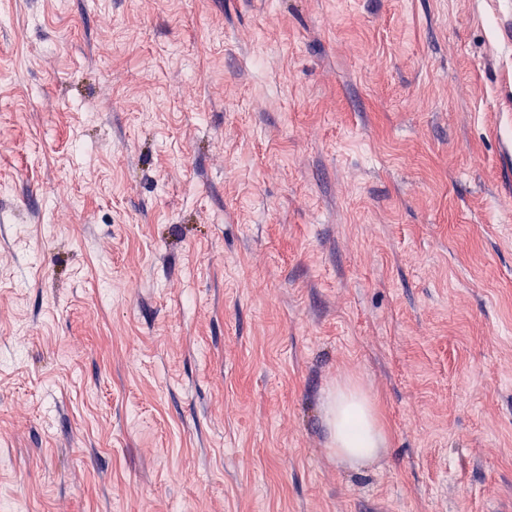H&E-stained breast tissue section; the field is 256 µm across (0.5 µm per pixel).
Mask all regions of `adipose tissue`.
<instances>
[{"instance_id": "1", "label": "adipose tissue", "mask_w": 512, "mask_h": 512, "mask_svg": "<svg viewBox=\"0 0 512 512\" xmlns=\"http://www.w3.org/2000/svg\"><path fill=\"white\" fill-rule=\"evenodd\" d=\"M326 420L331 432L329 446L340 462H369L387 446L388 436L373 402L356 386L340 385L330 393Z\"/></svg>"}]
</instances>
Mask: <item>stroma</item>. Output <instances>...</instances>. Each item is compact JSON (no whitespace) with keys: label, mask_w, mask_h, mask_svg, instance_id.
Masks as SVG:
<instances>
[{"label":"stroma","mask_w":512,"mask_h":512,"mask_svg":"<svg viewBox=\"0 0 512 512\" xmlns=\"http://www.w3.org/2000/svg\"><path fill=\"white\" fill-rule=\"evenodd\" d=\"M1 504L512 512V0H0ZM326 420L331 432L329 447L340 462L361 465L387 446L388 436L373 402L356 386H336L328 397Z\"/></svg>","instance_id":"1"}]
</instances>
